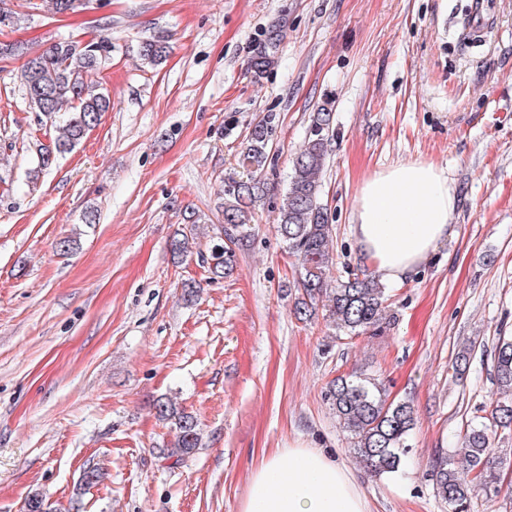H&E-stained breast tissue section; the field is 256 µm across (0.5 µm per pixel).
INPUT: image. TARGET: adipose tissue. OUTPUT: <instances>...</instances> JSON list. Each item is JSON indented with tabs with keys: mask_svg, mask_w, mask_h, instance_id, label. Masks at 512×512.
Returning a JSON list of instances; mask_svg holds the SVG:
<instances>
[{
	"mask_svg": "<svg viewBox=\"0 0 512 512\" xmlns=\"http://www.w3.org/2000/svg\"><path fill=\"white\" fill-rule=\"evenodd\" d=\"M457 194L446 171L408 161L363 180L354 234L380 279L401 281L455 236ZM240 512H369L345 466L316 448L294 446L252 473Z\"/></svg>",
	"mask_w": 512,
	"mask_h": 512,
	"instance_id": "1",
	"label": "adipose tissue"
}]
</instances>
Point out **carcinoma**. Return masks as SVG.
Wrapping results in <instances>:
<instances>
[{
  "mask_svg": "<svg viewBox=\"0 0 512 512\" xmlns=\"http://www.w3.org/2000/svg\"><path fill=\"white\" fill-rule=\"evenodd\" d=\"M277 42L278 31L272 30L259 44L251 62L255 71L261 73L272 66L271 52ZM110 49L104 38L84 46L64 40L25 60L21 80L29 107L58 120L54 151L73 150L109 111V96L89 82L87 76L108 58ZM169 51L168 38L155 36L142 43L140 56L156 64ZM274 121L275 115L269 114L253 126L242 165L260 168L265 164ZM332 123L333 113L329 109L313 113L308 139L292 161L288 191L276 219L277 232L288 253L300 262L299 278L293 287L300 291L301 297L295 301L293 314L299 320H310L317 314L318 302L325 298L329 317L339 330L352 336L375 334L385 315V288L373 272L361 269L334 284L328 279L333 263L330 252L333 224L320 201V175L330 147ZM270 191L267 179L258 175L225 179L224 223L235 227L240 234L246 233L256 204ZM193 244V236L182 231L172 239L171 251L176 257L185 256L192 251ZM232 265L233 254L224 248V241H217L210 252L212 278L224 277ZM494 362L498 399L490 404L481 420L467 425L453 454L438 457L432 466L437 494L448 502L452 512H469L472 496L478 491L499 493V461L492 452L491 436L500 429L512 428V339L498 344ZM328 395L339 425L350 436V452L368 473L381 477L401 471L407 456L406 440L414 426L410 404L387 402L382 387L361 376L334 379ZM155 409L160 420L175 425V441L168 457L179 462L200 447L199 423L193 413L166 398L158 399Z\"/></svg>",
  "mask_w": 512,
  "mask_h": 512,
  "instance_id": "1",
  "label": "carcinoma"
}]
</instances>
